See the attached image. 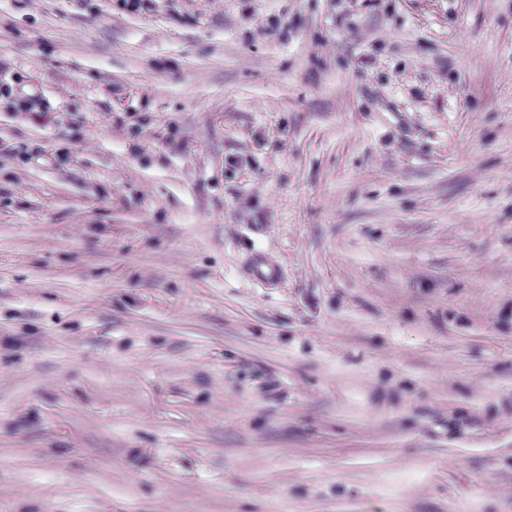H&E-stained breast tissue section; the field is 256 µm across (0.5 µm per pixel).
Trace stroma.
<instances>
[{"label": "stroma", "instance_id": "stroma-1", "mask_svg": "<svg viewBox=\"0 0 512 512\" xmlns=\"http://www.w3.org/2000/svg\"><path fill=\"white\" fill-rule=\"evenodd\" d=\"M0 512H512V0H0Z\"/></svg>", "mask_w": 512, "mask_h": 512}]
</instances>
